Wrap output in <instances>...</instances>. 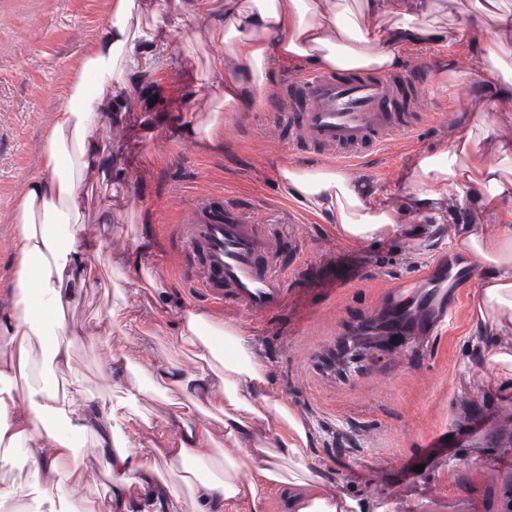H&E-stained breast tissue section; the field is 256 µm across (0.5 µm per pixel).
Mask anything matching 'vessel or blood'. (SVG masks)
Here are the masks:
<instances>
[{"mask_svg":"<svg viewBox=\"0 0 512 512\" xmlns=\"http://www.w3.org/2000/svg\"><path fill=\"white\" fill-rule=\"evenodd\" d=\"M423 72H304L290 77L267 119L288 129L292 143L323 150L329 160L355 163L389 141L413 136L420 113L399 111L400 87L423 85ZM171 236L184 257L182 275L211 304L249 319H265L286 305L312 312L318 305L288 285L292 273L278 258L279 241L265 218L217 195H205ZM447 293H434L426 276L407 282L388 309L389 354L442 334L453 321Z\"/></svg>","mask_w":512,"mask_h":512,"instance_id":"vessel-or-blood-1","label":"vessel or blood"}]
</instances>
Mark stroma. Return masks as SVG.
<instances>
[{
	"instance_id": "1",
	"label": "stroma",
	"mask_w": 512,
	"mask_h": 512,
	"mask_svg": "<svg viewBox=\"0 0 512 512\" xmlns=\"http://www.w3.org/2000/svg\"><path fill=\"white\" fill-rule=\"evenodd\" d=\"M109 0H0V301L8 302L14 282L13 212L24 182L41 172L43 140L55 112L66 101L70 78L87 45L108 16ZM215 0L195 22L188 39L159 32L171 67L161 98L132 99L108 133L112 157L124 177L100 201L112 206V247L133 248L148 237L143 260L170 284L164 312L143 289L138 315L153 322L145 343L112 331L113 351L130 369L151 359L185 364L171 338L184 307L203 308L201 296L182 278V257L171 250L168 234L198 195L222 192L243 207L265 213L291 209L293 224H277L284 263L302 267L296 288H318L316 262L332 260L347 269L336 294L313 316L291 308L262 321H242L255 359L268 366V396L286 401L305 420L315 439L310 467L332 475L339 496L365 500L368 512H500L512 491V400L492 389V373L470 352L481 328L476 310L481 270L461 288L456 321L446 333L407 359L376 356L358 374L337 379L327 357L339 337L377 306L404 279L429 272L439 255L456 251L457 224H412L397 236L372 244L349 245L333 226L290 199L280 168L318 167L324 158L310 149L288 151V132L265 124L257 111L225 113L223 146L211 151L180 133L187 114L206 118L219 110L208 76L213 48L205 31L220 22ZM481 60L460 50L445 54L430 45L408 53L402 70L426 71L430 80L420 98L434 116L410 139L392 141L353 167L379 195L394 203L411 193L405 176L425 152L447 148L457 129L478 122L490 109L512 111V101L481 95L476 75ZM440 112L453 113L449 122ZM101 339L86 337L73 351V373L54 370L37 354L40 383L78 388L96 400L110 395L100 360ZM383 384L368 391L364 382ZM451 437V447L429 448L427 434ZM353 445L335 452V435Z\"/></svg>"
}]
</instances>
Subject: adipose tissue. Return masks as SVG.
<instances>
[{
  "instance_id": "1",
  "label": "adipose tissue",
  "mask_w": 512,
  "mask_h": 512,
  "mask_svg": "<svg viewBox=\"0 0 512 512\" xmlns=\"http://www.w3.org/2000/svg\"><path fill=\"white\" fill-rule=\"evenodd\" d=\"M142 0H111L107 22L84 51L74 71L65 104L55 113L41 157V175L22 187L14 208L15 282L9 305L0 309V445L23 448L27 484L0 487V512H15L27 486L42 490L47 505L72 498L89 466L104 472L108 484L98 512H182L178 474H164L160 461L196 466L223 459V479L201 478L190 486L194 512H226L244 498L252 512H264L271 493L288 490L289 512H366L359 498L329 495L326 481L307 467L313 443L305 425L282 402H266L268 369L257 362L239 324L215 320L210 313L186 308L172 342L190 349L197 364L186 369L156 360L127 380L109 341L101 359L121 397L95 402L85 394H59L34 386L30 376L37 349L48 348L52 364L72 371V350L86 335L72 308L100 279L97 262L112 238V212L96 216L94 235L82 223L84 208L102 186L121 173L102 137L119 119L120 109L136 94H162L168 59L158 28L183 36L199 14L200 0H178L169 13L166 0H152L147 23L136 22ZM477 23L466 38L478 52L480 87L495 99L512 100V60L503 49L512 43V8L504 0H475ZM394 11V0H345L339 8H321L318 0H224V21L206 35L218 46L211 73L229 108L259 109L272 64L301 60L324 69H393L415 45L453 43L447 28L433 17L428 0H408L402 20L387 37L372 24ZM236 57L224 65L225 53ZM484 137L462 127L447 150L423 153L407 181L413 201L400 206L376 200L374 189L342 170L328 167L281 168L289 197L316 215L330 218L348 244L372 243L403 232L405 225L436 218L433 203L447 191L458 194L468 212L483 223L467 222L459 243L480 265L479 318L487 324L474 353L494 368L493 388L512 397V343L503 338L504 319L512 320V225L495 216L512 208V141L499 143L500 163H488ZM123 281L111 309L98 324L141 340L151 322L133 317L142 287L159 288L139 255L121 254L112 262ZM178 391L223 413V442H216L190 414L149 423L148 439L125 436L123 424L139 418V402L150 394ZM275 418L272 433L254 437L253 422L262 410ZM91 449L90 461L75 458L77 448ZM156 456H148V449ZM297 475L284 474V462Z\"/></svg>"
}]
</instances>
